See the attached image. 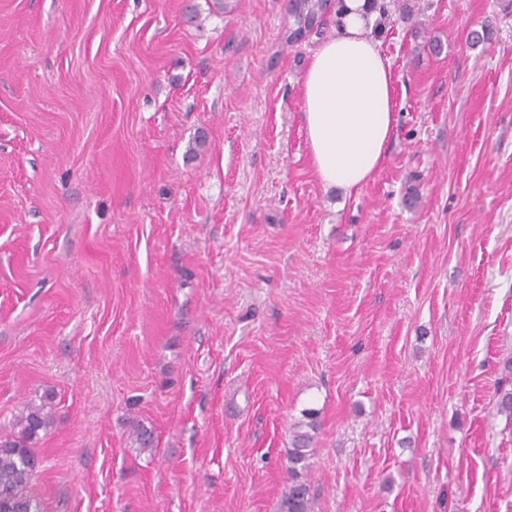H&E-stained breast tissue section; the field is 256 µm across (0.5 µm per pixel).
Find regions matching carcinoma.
<instances>
[{"label":"carcinoma","mask_w":512,"mask_h":512,"mask_svg":"<svg viewBox=\"0 0 512 512\" xmlns=\"http://www.w3.org/2000/svg\"><path fill=\"white\" fill-rule=\"evenodd\" d=\"M372 11L386 19L396 13L415 16L416 7L410 0H368ZM322 8L320 0H299L293 24L298 25L315 16ZM506 374L498 382L496 394L498 412L512 420V361L504 365ZM46 404H29L18 417V431L0 436V512H45L43 500L33 491L32 479L37 470V458L32 445L50 423ZM317 412L308 410L303 419L292 426V448L288 453L291 484L281 501V512H308V484L302 480L309 468L310 448L314 443L318 422Z\"/></svg>","instance_id":"cac0c4a2"}]
</instances>
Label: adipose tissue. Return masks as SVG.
<instances>
[{
    "mask_svg": "<svg viewBox=\"0 0 512 512\" xmlns=\"http://www.w3.org/2000/svg\"><path fill=\"white\" fill-rule=\"evenodd\" d=\"M336 37L312 53L302 77L305 134L325 188L352 192L380 169L395 130L392 71L370 34L367 0H344Z\"/></svg>",
    "mask_w": 512,
    "mask_h": 512,
    "instance_id": "1",
    "label": "adipose tissue"
}]
</instances>
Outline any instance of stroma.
<instances>
[{"instance_id":"1","label":"stroma","mask_w":512,"mask_h":512,"mask_svg":"<svg viewBox=\"0 0 512 512\" xmlns=\"http://www.w3.org/2000/svg\"><path fill=\"white\" fill-rule=\"evenodd\" d=\"M419 2L346 194L302 112L334 10L0 0V434L50 400L46 512H280L307 408L308 512H512V0ZM504 369L507 373L500 379L496 389L498 412L506 416V419L512 420V385L509 383L511 382L512 361L506 362Z\"/></svg>"}]
</instances>
